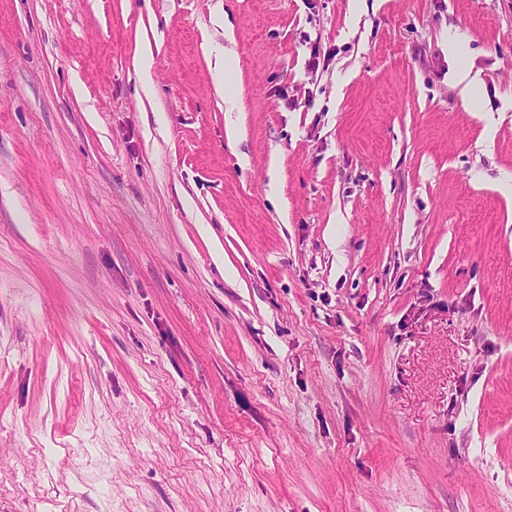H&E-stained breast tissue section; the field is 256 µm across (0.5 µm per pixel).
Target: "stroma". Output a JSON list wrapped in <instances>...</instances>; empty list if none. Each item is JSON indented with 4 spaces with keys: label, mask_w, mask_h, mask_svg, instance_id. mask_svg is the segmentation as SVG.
<instances>
[{
    "label": "stroma",
    "mask_w": 512,
    "mask_h": 512,
    "mask_svg": "<svg viewBox=\"0 0 512 512\" xmlns=\"http://www.w3.org/2000/svg\"><path fill=\"white\" fill-rule=\"evenodd\" d=\"M511 186L512 0H0V512H512ZM448 57L456 63V83L457 86H461L459 93L463 105L467 107L469 112L477 111L472 106V98L475 89L480 83L478 74L472 76L471 70L461 65L463 57L461 47L451 37L448 38Z\"/></svg>",
    "instance_id": "1"
}]
</instances>
